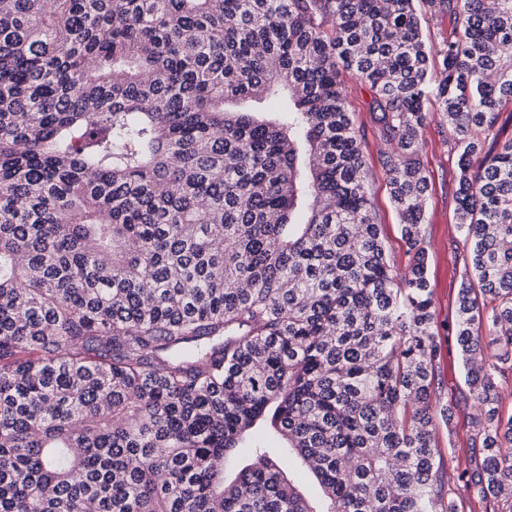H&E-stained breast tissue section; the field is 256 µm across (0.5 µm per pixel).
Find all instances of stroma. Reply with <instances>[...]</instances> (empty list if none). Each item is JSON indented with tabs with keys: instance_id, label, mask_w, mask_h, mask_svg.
Here are the masks:
<instances>
[{
	"instance_id": "35a3bbf8",
	"label": "stroma",
	"mask_w": 512,
	"mask_h": 512,
	"mask_svg": "<svg viewBox=\"0 0 512 512\" xmlns=\"http://www.w3.org/2000/svg\"><path fill=\"white\" fill-rule=\"evenodd\" d=\"M344 92L351 104L357 128L366 134L364 155L370 177V188L378 221L383 228L385 244L398 267L408 262L401 241L399 219L390 201L386 178L380 161L387 146L374 135V115L370 110L371 95L353 75L344 78ZM429 180L427 222L424 226L428 256V277L436 309V336L440 347L438 364V396L452 411L449 427L437 431L438 446L451 462H466L471 455L473 412L475 406L464 381V370L454 338L457 295L461 285L462 265L458 250L461 231L454 220L456 208L457 165L449 155L448 145L438 121H430L423 131L419 155Z\"/></svg>"
}]
</instances>
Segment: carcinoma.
I'll list each match as a JSON object with an SVG mask.
<instances>
[{
    "label": "carcinoma",
    "instance_id": "cac0c4a2",
    "mask_svg": "<svg viewBox=\"0 0 512 512\" xmlns=\"http://www.w3.org/2000/svg\"><path fill=\"white\" fill-rule=\"evenodd\" d=\"M347 71L392 146L403 271ZM263 99L279 118L227 108ZM509 103L512 0H0V512H512ZM436 118L478 409L453 484ZM440 129L439 119L429 121L426 125L419 159L429 180L427 224L424 225V233L428 277L437 314L435 331L440 347L437 393L440 404H447L452 411L449 431L440 427L437 438L445 458L450 459L452 470L457 462L464 467L471 455V422L475 406L469 398L455 339L457 295L461 285L462 265L458 250L462 235L459 224L454 220L457 165L455 157L448 154V144Z\"/></svg>",
    "mask_w": 512,
    "mask_h": 512
}]
</instances>
